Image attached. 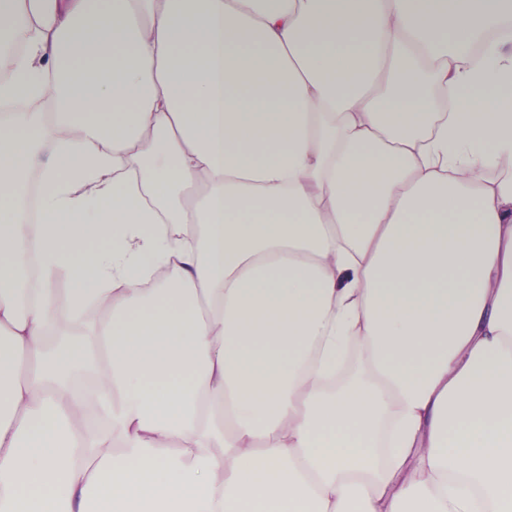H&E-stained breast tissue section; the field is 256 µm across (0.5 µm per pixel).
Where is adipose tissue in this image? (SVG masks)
<instances>
[{"mask_svg":"<svg viewBox=\"0 0 512 512\" xmlns=\"http://www.w3.org/2000/svg\"><path fill=\"white\" fill-rule=\"evenodd\" d=\"M16 100L0 512H512V0H0Z\"/></svg>","mask_w":512,"mask_h":512,"instance_id":"adipose-tissue-1","label":"adipose tissue"}]
</instances>
